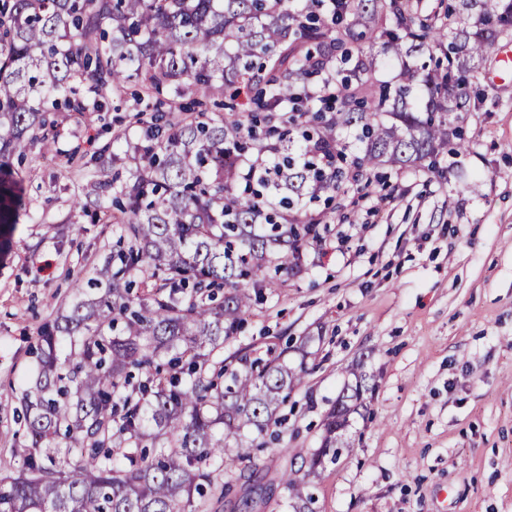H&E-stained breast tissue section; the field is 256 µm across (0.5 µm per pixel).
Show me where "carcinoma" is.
Wrapping results in <instances>:
<instances>
[{"instance_id":"cac0c4a2","label":"carcinoma","mask_w":512,"mask_h":512,"mask_svg":"<svg viewBox=\"0 0 512 512\" xmlns=\"http://www.w3.org/2000/svg\"><path fill=\"white\" fill-rule=\"evenodd\" d=\"M445 18L406 0H329L320 10L306 0H0V229L17 223L20 206L12 160L50 147V111H99L77 85L100 95L134 80L159 102L192 90L225 110L151 135L127 179L102 185L112 199L99 205L112 202L126 248L40 336L39 371L21 397L30 445L21 469L0 477V512H220L235 487L224 476L250 457L243 433L258 448L279 440L277 413L304 373L276 358L214 359L317 238L323 216L300 223L288 210L341 191L336 169L298 154L315 143L356 149L365 177L380 165L434 168L451 134L466 149L451 119L472 107L477 61L512 30V0H452ZM367 32L384 37L381 50H352ZM436 51L446 69L417 63ZM382 54L400 61L393 83L376 78ZM318 58L336 74L329 102L309 94ZM242 87L263 113L251 146L283 170L274 186L241 171ZM285 110L290 126L306 118L314 132L287 138L276 125ZM147 272L169 288L150 305L131 295ZM171 353V363L192 358L187 382L160 376ZM372 390L355 376L327 412L320 446L285 449L305 467L280 478L293 512H314L313 479L348 447L350 416ZM57 438L79 448L77 460L51 446Z\"/></svg>"}]
</instances>
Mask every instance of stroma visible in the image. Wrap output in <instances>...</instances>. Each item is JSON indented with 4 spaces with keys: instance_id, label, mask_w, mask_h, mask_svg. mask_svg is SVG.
<instances>
[{
    "instance_id": "obj_1",
    "label": "stroma",
    "mask_w": 512,
    "mask_h": 512,
    "mask_svg": "<svg viewBox=\"0 0 512 512\" xmlns=\"http://www.w3.org/2000/svg\"><path fill=\"white\" fill-rule=\"evenodd\" d=\"M499 38L471 81L459 125L467 150L444 172L379 168L390 204L358 187L312 207L324 231L299 273L266 291L217 358L281 357L304 366L281 406L278 443L240 464L271 483L300 468L293 449L320 444L322 420L365 374L375 389L350 417L351 447L316 479L317 512H512V76ZM127 82L98 112L56 113L51 152L20 167L19 222L0 235V475L22 464L17 414L42 329L115 255L105 213L80 205L128 160L102 150L143 146L154 120ZM479 182L478 193L465 191Z\"/></svg>"
}]
</instances>
